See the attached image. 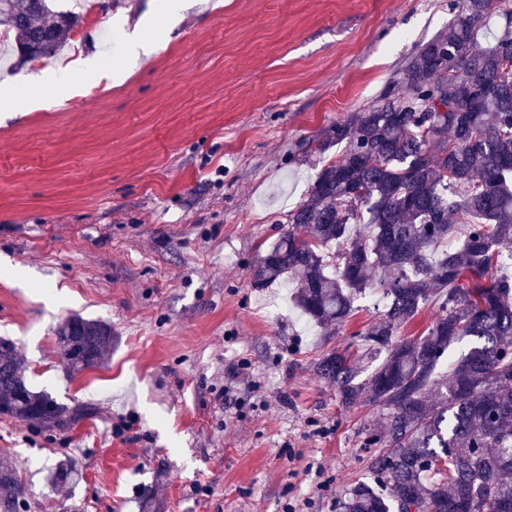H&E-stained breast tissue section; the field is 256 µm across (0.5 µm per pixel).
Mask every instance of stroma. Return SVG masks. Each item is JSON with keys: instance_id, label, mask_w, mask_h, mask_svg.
<instances>
[{"instance_id": "stroma-1", "label": "stroma", "mask_w": 512, "mask_h": 512, "mask_svg": "<svg viewBox=\"0 0 512 512\" xmlns=\"http://www.w3.org/2000/svg\"><path fill=\"white\" fill-rule=\"evenodd\" d=\"M108 32L87 30L78 83L48 106L15 95L20 65L0 54V338L23 373L92 416L43 432L0 416V458L31 493L30 512H336L366 479L359 443L379 418L343 406L314 371L349 351L367 382L382 354L362 333L382 310L367 289L346 325L313 326L279 285L254 287L261 244L288 226L326 161L313 142L400 89L455 0H198L177 37L121 84L140 29L160 35L169 0H105ZM111 325L102 365L69 374L56 331L70 315ZM72 458L64 492L47 469Z\"/></svg>"}]
</instances>
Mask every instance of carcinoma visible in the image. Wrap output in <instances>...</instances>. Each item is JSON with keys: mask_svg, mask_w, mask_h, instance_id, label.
Returning a JSON list of instances; mask_svg holds the SVG:
<instances>
[{"mask_svg": "<svg viewBox=\"0 0 512 512\" xmlns=\"http://www.w3.org/2000/svg\"><path fill=\"white\" fill-rule=\"evenodd\" d=\"M55 0H0V25L18 60L55 57L83 14ZM504 20L478 49L492 17ZM325 164L287 231L258 257L256 288L288 281L295 307L321 327L345 324L357 296L382 292L379 318L362 332L386 352L368 385L344 351L315 364L343 405L381 408L360 447L370 480L336 500L338 512H512V4L461 0L448 31L422 45L402 89L334 125L316 143ZM425 332L400 337L421 310ZM474 345L448 370V348ZM66 369L78 374L112 350V327L75 314L56 331ZM48 429L92 414L32 391L12 342L0 339V407ZM82 476L70 459L48 471L58 488ZM18 468L0 461V512H30Z\"/></svg>", "mask_w": 512, "mask_h": 512, "instance_id": "1", "label": "carcinoma"}]
</instances>
